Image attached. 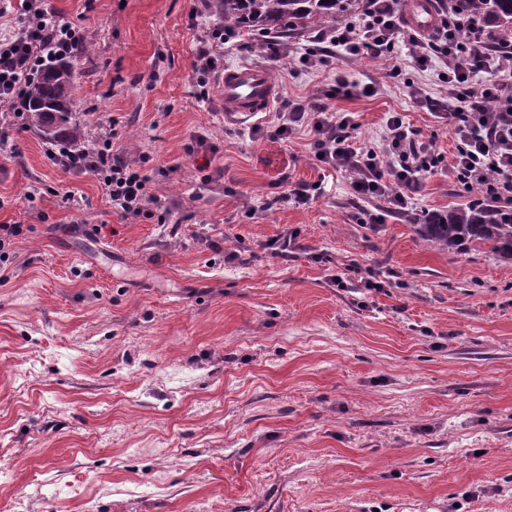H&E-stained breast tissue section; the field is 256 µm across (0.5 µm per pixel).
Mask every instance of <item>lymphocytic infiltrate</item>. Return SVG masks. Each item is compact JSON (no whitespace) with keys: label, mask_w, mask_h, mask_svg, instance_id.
Masks as SVG:
<instances>
[{"label":"lymphocytic infiltrate","mask_w":512,"mask_h":512,"mask_svg":"<svg viewBox=\"0 0 512 512\" xmlns=\"http://www.w3.org/2000/svg\"><path fill=\"white\" fill-rule=\"evenodd\" d=\"M396 0H362L357 22L327 31L333 46L354 56L387 61L386 75L396 78L399 64L391 60L401 36ZM24 18L14 34L0 40V102L16 105L23 85L45 55L68 56L84 46L87 34L43 8L40 0H25ZM418 66L439 59L446 67L444 97L427 101L418 88L409 94L416 102H430L446 112L456 140L451 160H444L419 138L402 113H390L379 147L364 148L355 123L347 114L318 106L308 112L283 104L274 134L287 135L295 127L310 126L311 149L322 167L352 174V187L363 200L386 199L393 210L407 211L426 174L440 165L466 188L483 197L512 205V42L501 48L484 43V32L471 19L453 12L438 34L412 44ZM87 164L102 184L113 210L136 218L164 222L167 209L154 188V177L142 167L114 154L109 138L92 148Z\"/></svg>","instance_id":"lymphocytic-infiltrate-1"}]
</instances>
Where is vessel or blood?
I'll list each match as a JSON object with an SVG mask.
<instances>
[{
	"label": "vessel or blood",
	"instance_id": "1",
	"mask_svg": "<svg viewBox=\"0 0 512 512\" xmlns=\"http://www.w3.org/2000/svg\"><path fill=\"white\" fill-rule=\"evenodd\" d=\"M400 12L406 24L417 31H429L435 24L427 0H400ZM221 95L226 115L249 119L270 108L275 87L266 70L237 66L225 69Z\"/></svg>",
	"mask_w": 512,
	"mask_h": 512
}]
</instances>
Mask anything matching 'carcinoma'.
<instances>
[{"mask_svg": "<svg viewBox=\"0 0 512 512\" xmlns=\"http://www.w3.org/2000/svg\"><path fill=\"white\" fill-rule=\"evenodd\" d=\"M464 15L490 26L493 40L512 36V0H450ZM207 8L224 28H252L286 34L296 25L334 19L347 12L348 0H209ZM75 66L69 59L47 58L26 90L25 121L44 140L82 143L84 128L74 121ZM422 240L441 250L465 243L493 245L512 259V212L480 200L447 214L427 213L416 225Z\"/></svg>", "mask_w": 512, "mask_h": 512, "instance_id": "1", "label": "carcinoma"}]
</instances>
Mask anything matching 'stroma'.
Wrapping results in <instances>:
<instances>
[{"mask_svg": "<svg viewBox=\"0 0 512 512\" xmlns=\"http://www.w3.org/2000/svg\"><path fill=\"white\" fill-rule=\"evenodd\" d=\"M44 4L93 43L74 55L77 120L149 157L168 211L116 212L0 104V224L23 227L0 283V512H512V260L415 230L473 193L442 167L409 216L357 204L309 128L270 134L286 100L349 113L367 146L401 112L452 156L448 119L405 87L443 95V63L409 56L414 30L397 81L328 54L314 25L276 57L257 34L217 45L224 68L288 64L269 111L240 122L199 96L195 49L216 24L202 0ZM307 50L325 65L302 67ZM301 183L320 184L311 203L288 199Z\"/></svg>", "mask_w": 512, "mask_h": 512, "instance_id": "stroma-1", "label": "stroma"}]
</instances>
